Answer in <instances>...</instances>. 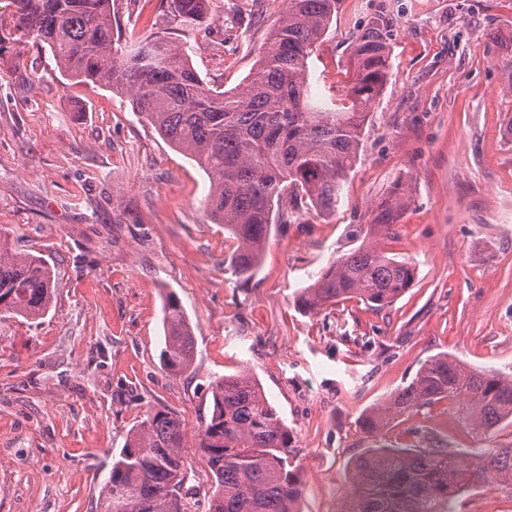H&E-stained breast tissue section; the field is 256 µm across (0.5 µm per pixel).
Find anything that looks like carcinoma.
<instances>
[{"mask_svg":"<svg viewBox=\"0 0 512 512\" xmlns=\"http://www.w3.org/2000/svg\"><path fill=\"white\" fill-rule=\"evenodd\" d=\"M15 41L49 48L75 83H98L126 94L134 111L208 176L212 219L237 241L229 268L253 279L273 224L274 203L289 199L288 223L303 200L336 211L343 181L355 165L368 109L388 79L385 14L355 39L344 95L326 108L310 101L308 59L336 17L341 0H285L250 80L235 90L209 87L184 46L149 36L123 47L112 33V0H13ZM207 0H170L179 30L204 17ZM405 197L379 206L361 244L320 271L296 304L315 312L356 298L390 306L412 285L416 266L390 257L377 242L394 234ZM53 267L44 256L13 248L0 235V316L40 319L52 307ZM160 352L168 373L190 370L195 334L176 295L162 309ZM212 411L189 442L180 419L153 408L127 435L96 502L97 512H186L187 469L181 449H199L212 473L208 512H296L303 483L292 455L293 432L261 384L248 372L213 380ZM443 397L461 419L488 433L512 422V377L437 355L384 402L366 409L362 431L375 436L414 409ZM355 497L345 512H448L467 485L512 489V448L486 452L453 448H369L353 464Z\"/></svg>","mask_w":512,"mask_h":512,"instance_id":"cac0c4a2","label":"carcinoma"}]
</instances>
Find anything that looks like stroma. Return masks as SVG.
I'll return each instance as SVG.
<instances>
[{
	"label": "stroma",
	"instance_id": "1",
	"mask_svg": "<svg viewBox=\"0 0 512 512\" xmlns=\"http://www.w3.org/2000/svg\"><path fill=\"white\" fill-rule=\"evenodd\" d=\"M281 0H209L181 35L168 0H112L114 33L182 39L210 87L245 83ZM388 81L374 101L336 211L303 207L273 227L254 280L229 270L236 243L213 223L209 180L102 86L66 84L46 48L14 42L0 0V233L42 253L58 286L39 320L0 319V512H95L127 433L164 407L195 435L216 378L249 369L295 435L300 512H340L365 449L512 448V424L477 434L440 400L370 437L362 412L448 353L512 374V0H342L308 60L313 99L341 94L357 35L379 11ZM406 206L389 255L415 263L411 288L376 310L346 300L303 313L295 299L356 247L378 205ZM194 326L191 370L160 362L162 301ZM188 512H207L212 476L183 449ZM512 491L467 487L453 512H503Z\"/></svg>",
	"mask_w": 512,
	"mask_h": 512
}]
</instances>
